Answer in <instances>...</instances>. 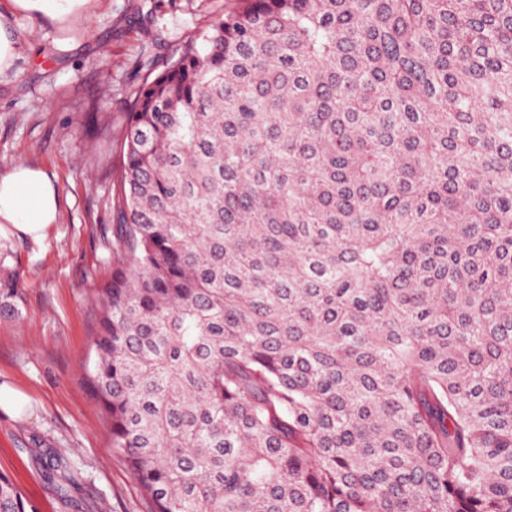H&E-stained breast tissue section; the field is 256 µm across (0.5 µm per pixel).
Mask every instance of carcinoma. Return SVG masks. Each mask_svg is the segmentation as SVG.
<instances>
[{
	"mask_svg": "<svg viewBox=\"0 0 512 512\" xmlns=\"http://www.w3.org/2000/svg\"><path fill=\"white\" fill-rule=\"evenodd\" d=\"M145 67L87 370L151 512H512V0H237Z\"/></svg>",
	"mask_w": 512,
	"mask_h": 512,
	"instance_id": "obj_1",
	"label": "carcinoma"
}]
</instances>
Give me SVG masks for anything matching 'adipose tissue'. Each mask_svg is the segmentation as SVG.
Listing matches in <instances>:
<instances>
[{
  "label": "adipose tissue",
  "instance_id": "1",
  "mask_svg": "<svg viewBox=\"0 0 512 512\" xmlns=\"http://www.w3.org/2000/svg\"><path fill=\"white\" fill-rule=\"evenodd\" d=\"M59 192L43 170L17 165L0 176V235L42 240L59 211Z\"/></svg>",
  "mask_w": 512,
  "mask_h": 512
}]
</instances>
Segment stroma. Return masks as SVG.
<instances>
[{"instance_id": "1", "label": "stroma", "mask_w": 512, "mask_h": 512, "mask_svg": "<svg viewBox=\"0 0 512 512\" xmlns=\"http://www.w3.org/2000/svg\"><path fill=\"white\" fill-rule=\"evenodd\" d=\"M235 0H88L58 21L0 0V27L18 58L0 75V175L25 164L55 182L60 210L44 240L0 238L23 273L24 306L0 320V383L30 396L16 419L0 411V472L36 512H150L85 376L99 329L117 140L147 60L169 58ZM75 478L60 494L50 455Z\"/></svg>"}]
</instances>
